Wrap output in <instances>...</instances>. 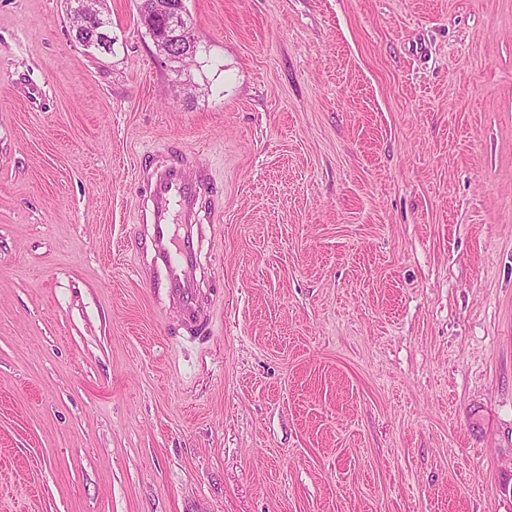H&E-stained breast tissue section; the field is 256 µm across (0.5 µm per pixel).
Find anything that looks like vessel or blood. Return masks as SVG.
I'll list each match as a JSON object with an SVG mask.
<instances>
[{
    "mask_svg": "<svg viewBox=\"0 0 512 512\" xmlns=\"http://www.w3.org/2000/svg\"><path fill=\"white\" fill-rule=\"evenodd\" d=\"M144 181L141 217L149 231L147 257L135 263L134 273L148 281L154 294L178 305L183 335L202 337L208 318L199 305V275L210 171L175 155L166 164L148 169Z\"/></svg>",
    "mask_w": 512,
    "mask_h": 512,
    "instance_id": "vessel-or-blood-1",
    "label": "vessel or blood"
}]
</instances>
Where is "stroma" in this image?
I'll return each mask as SVG.
<instances>
[{"label":"stroma","instance_id":"1","mask_svg":"<svg viewBox=\"0 0 512 512\" xmlns=\"http://www.w3.org/2000/svg\"><path fill=\"white\" fill-rule=\"evenodd\" d=\"M0 0V512H512V0ZM212 169L209 339L132 273ZM157 6L165 13L166 33L164 36H158L154 31L146 28L147 33L164 61L169 63L177 61L181 65V60L187 56L186 53H195L193 41L187 39L189 34L181 27L183 16L186 14L184 0H165ZM89 27L93 30V35L91 37H83V32ZM110 27L111 25L106 18V14L102 8H99L94 23L82 24L75 30L86 48L93 49L99 54H111L112 31Z\"/></svg>","mask_w":512,"mask_h":512}]
</instances>
